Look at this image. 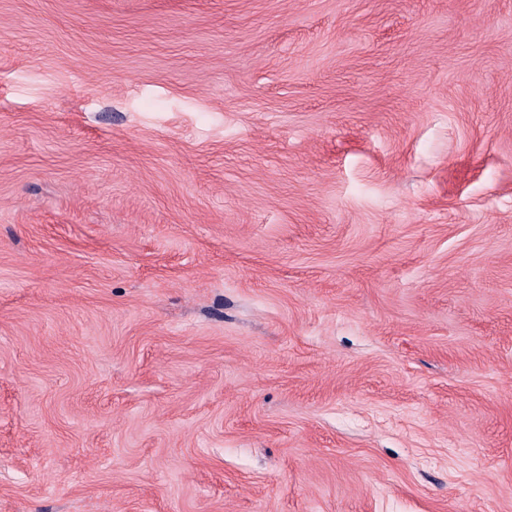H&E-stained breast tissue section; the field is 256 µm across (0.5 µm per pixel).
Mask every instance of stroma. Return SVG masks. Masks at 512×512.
Instances as JSON below:
<instances>
[{
  "label": "stroma",
  "mask_w": 512,
  "mask_h": 512,
  "mask_svg": "<svg viewBox=\"0 0 512 512\" xmlns=\"http://www.w3.org/2000/svg\"><path fill=\"white\" fill-rule=\"evenodd\" d=\"M0 512H512V0H0Z\"/></svg>",
  "instance_id": "1"
}]
</instances>
